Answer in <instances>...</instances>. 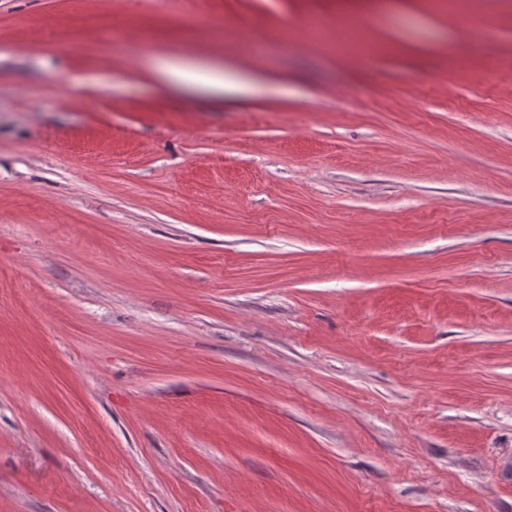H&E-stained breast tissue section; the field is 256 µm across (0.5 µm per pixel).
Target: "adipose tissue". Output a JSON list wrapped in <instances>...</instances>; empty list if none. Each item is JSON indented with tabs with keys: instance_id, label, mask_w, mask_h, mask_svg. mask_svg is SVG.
<instances>
[{
	"instance_id": "1",
	"label": "adipose tissue",
	"mask_w": 512,
	"mask_h": 512,
	"mask_svg": "<svg viewBox=\"0 0 512 512\" xmlns=\"http://www.w3.org/2000/svg\"><path fill=\"white\" fill-rule=\"evenodd\" d=\"M159 73L175 85L204 93L221 96L227 93L248 95L255 84L250 77L234 74L211 66H195L181 61H165L158 67Z\"/></svg>"
}]
</instances>
